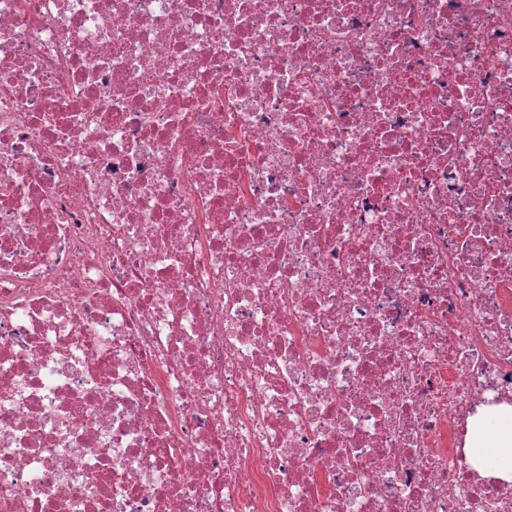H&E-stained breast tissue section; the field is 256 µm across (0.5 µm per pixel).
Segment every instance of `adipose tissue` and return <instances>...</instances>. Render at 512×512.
I'll list each match as a JSON object with an SVG mask.
<instances>
[{
  "label": "adipose tissue",
  "mask_w": 512,
  "mask_h": 512,
  "mask_svg": "<svg viewBox=\"0 0 512 512\" xmlns=\"http://www.w3.org/2000/svg\"><path fill=\"white\" fill-rule=\"evenodd\" d=\"M469 433L479 466L512 485V406L502 405L471 418Z\"/></svg>",
  "instance_id": "1"
}]
</instances>
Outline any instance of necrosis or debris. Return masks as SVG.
I'll return each instance as SVG.
<instances>
[{
	"label": "necrosis or debris",
	"instance_id": "4bbe7bcc",
	"mask_svg": "<svg viewBox=\"0 0 512 512\" xmlns=\"http://www.w3.org/2000/svg\"><path fill=\"white\" fill-rule=\"evenodd\" d=\"M512 0H0V512H512ZM467 447L473 456L476 449L479 471L512 485V406L502 405L471 418Z\"/></svg>",
	"mask_w": 512,
	"mask_h": 512
}]
</instances>
